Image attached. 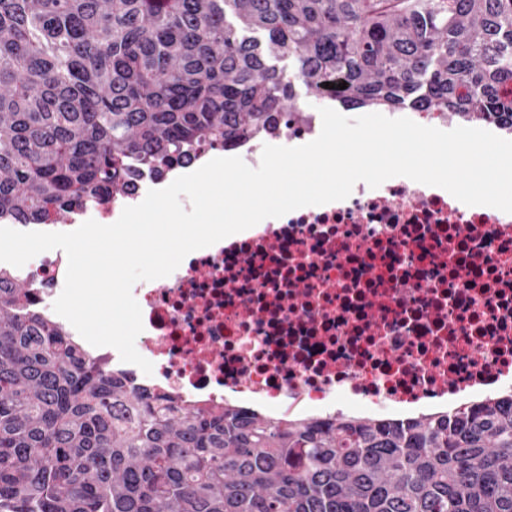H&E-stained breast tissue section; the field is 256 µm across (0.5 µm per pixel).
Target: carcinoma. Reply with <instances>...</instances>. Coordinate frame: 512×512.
Here are the masks:
<instances>
[{
	"mask_svg": "<svg viewBox=\"0 0 512 512\" xmlns=\"http://www.w3.org/2000/svg\"><path fill=\"white\" fill-rule=\"evenodd\" d=\"M346 88H337L340 83ZM343 107L512 120V0H0V221ZM0 267V512H512V395L415 418L184 404Z\"/></svg>",
	"mask_w": 512,
	"mask_h": 512,
	"instance_id": "cac0c4a2",
	"label": "carcinoma"
}]
</instances>
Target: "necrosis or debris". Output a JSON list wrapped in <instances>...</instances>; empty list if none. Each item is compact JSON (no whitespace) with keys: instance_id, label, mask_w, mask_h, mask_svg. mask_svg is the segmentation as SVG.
Wrapping results in <instances>:
<instances>
[{"instance_id":"4bbe7bcc","label":"necrosis or debris","mask_w":512,"mask_h":512,"mask_svg":"<svg viewBox=\"0 0 512 512\" xmlns=\"http://www.w3.org/2000/svg\"><path fill=\"white\" fill-rule=\"evenodd\" d=\"M206 156L134 172L91 219L116 222ZM67 266L60 250L31 265L47 317ZM132 295L136 345L153 365L144 385L199 406L248 402L294 416L343 395L396 414L512 389V214L403 176L356 183L346 199L196 250Z\"/></svg>"}]
</instances>
